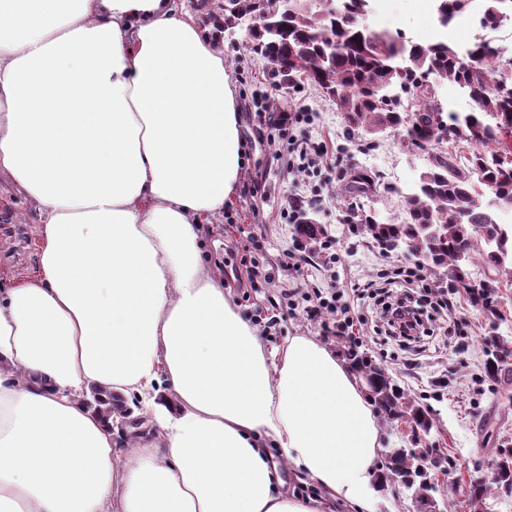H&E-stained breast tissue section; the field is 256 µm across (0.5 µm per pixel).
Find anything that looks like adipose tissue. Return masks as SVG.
Returning a JSON list of instances; mask_svg holds the SVG:
<instances>
[{
  "label": "adipose tissue",
  "mask_w": 512,
  "mask_h": 512,
  "mask_svg": "<svg viewBox=\"0 0 512 512\" xmlns=\"http://www.w3.org/2000/svg\"><path fill=\"white\" fill-rule=\"evenodd\" d=\"M237 108L174 0H0V176L39 218L37 275L0 289V512H376L366 385L317 337L267 351L202 259Z\"/></svg>",
  "instance_id": "adipose-tissue-1"
}]
</instances>
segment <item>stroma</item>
I'll return each instance as SVG.
<instances>
[{
    "mask_svg": "<svg viewBox=\"0 0 512 512\" xmlns=\"http://www.w3.org/2000/svg\"><path fill=\"white\" fill-rule=\"evenodd\" d=\"M212 3L175 0L179 11L195 16L219 37L237 91L245 167L236 200L207 228L202 257L220 270L226 291L247 319L259 312L275 318V327L262 332L267 349L281 347L299 333L336 344V337L328 335L319 320H306L301 310L287 304L280 287L294 282L311 291L332 286L351 289L377 278L386 267L406 264L403 256H381L346 223L339 190L345 174L360 169L380 172L386 183L408 188L426 169L428 155L403 147L399 135L389 129L375 134L374 149L359 150L334 103L309 86L294 90L276 85L267 61L246 49L245 29L222 31V19ZM363 23L374 30L384 26L427 44L434 40L438 21L429 0H373ZM272 100L291 109L304 108L312 117L311 141L341 158V166L314 173L291 172L283 157L285 144L265 120ZM315 191L322 201L311 208L310 215L326 228L332 241L328 251L305 246L282 214L288 204L308 201ZM15 249L12 233L0 224V288L32 276L37 269L36 253L16 263L12 260ZM333 252L341 261L332 266L328 257ZM456 300L458 327L439 329L426 352L406 353L385 343L370 321L356 325L351 340L430 410L435 426L429 439L454 463L447 486L450 512H469L468 489L477 476V465H488L490 449L503 438H512V372L489 381L483 371L482 343L493 329L512 336V273L499 278L496 316L474 307L466 294H457Z\"/></svg>",
    "mask_w": 512,
    "mask_h": 512,
    "instance_id": "1",
    "label": "stroma"
}]
</instances>
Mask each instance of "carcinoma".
Wrapping results in <instances>:
<instances>
[{
    "mask_svg": "<svg viewBox=\"0 0 512 512\" xmlns=\"http://www.w3.org/2000/svg\"><path fill=\"white\" fill-rule=\"evenodd\" d=\"M372 0H332L328 8L317 0H288V10L273 27L248 33L247 48L266 59L280 81L294 87L309 83L336 105L347 130L375 133L399 130L407 146L429 154V165L413 190L381 181L377 173H363L345 185L348 193L372 197L396 195L400 217L378 220L363 204L352 201L346 221L383 253L403 252L430 273L463 288L476 307L496 315L495 280L471 283L469 265L481 260L487 269L512 270V224L498 222L497 210H512V65L499 47L477 38L463 52L446 42L423 46L402 33H379L362 24ZM470 0H437L446 23L469 13ZM512 13V0H486L483 23L496 24ZM453 82L471 101L467 112L444 113L437 88ZM466 143L448 151L444 141ZM489 200H484L485 193ZM310 244L324 245L314 224L296 226ZM486 375L495 380L512 366V338L484 337ZM342 355L369 374L378 366L357 345L341 346ZM386 423L405 422L411 432L428 435L433 418L400 386L386 380L370 388ZM424 449L406 454L389 451L383 457L384 476L395 474L426 503L431 471L423 469ZM491 479L470 485V512H483L492 493L512 494V444L504 440L494 449Z\"/></svg>",
    "mask_w": 512,
    "mask_h": 512,
    "instance_id": "carcinoma-1",
    "label": "carcinoma"
}]
</instances>
